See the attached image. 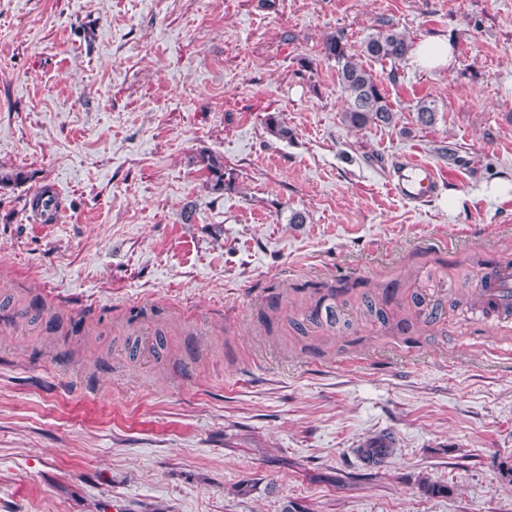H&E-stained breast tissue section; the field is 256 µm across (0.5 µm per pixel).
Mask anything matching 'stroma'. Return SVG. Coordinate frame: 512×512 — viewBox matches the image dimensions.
I'll list each match as a JSON object with an SVG mask.
<instances>
[{
  "label": "stroma",
  "instance_id": "1",
  "mask_svg": "<svg viewBox=\"0 0 512 512\" xmlns=\"http://www.w3.org/2000/svg\"><path fill=\"white\" fill-rule=\"evenodd\" d=\"M391 27L454 62L349 128L322 43ZM0 172V512H512V0H0ZM202 169L207 174V183L214 192H224L232 189L231 178L228 181L225 178L224 158L215 154H202ZM438 184V178L429 165L412 162L400 170L394 190L404 198H415L433 192ZM26 210L42 220L44 224H53L59 210V202L50 187H45L33 194L25 204ZM476 303L485 317L499 323L512 321V262L501 263L476 292Z\"/></svg>",
  "mask_w": 512,
  "mask_h": 512
}]
</instances>
